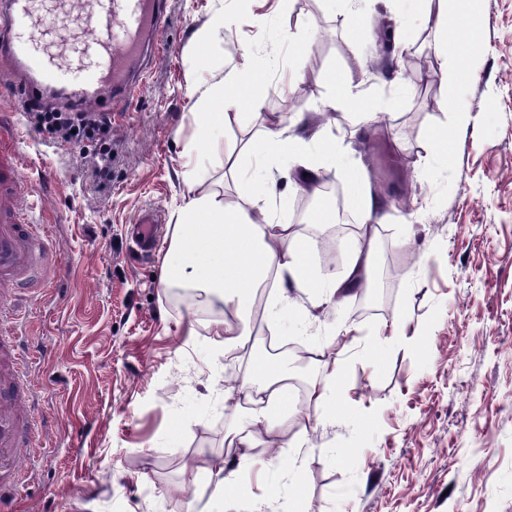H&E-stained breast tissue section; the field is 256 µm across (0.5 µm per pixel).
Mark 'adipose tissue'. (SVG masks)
Instances as JSON below:
<instances>
[{
    "mask_svg": "<svg viewBox=\"0 0 512 512\" xmlns=\"http://www.w3.org/2000/svg\"><path fill=\"white\" fill-rule=\"evenodd\" d=\"M480 0H414L417 15L436 34L441 46L440 57H447L444 45L448 38L451 14L477 8ZM263 130L259 140L241 141L235 136L241 128L237 112H210L206 130L224 133V173L238 176L246 156L259 152L270 157L289 154L298 162L303 182L316 187L323 166L350 168L353 193L357 198L362 232L354 241L350 268L343 280L315 282L307 260L308 245L293 234L291 225L274 224L265 217L264 202L275 192L276 181L265 171L256 178L260 190L219 196L205 186L200 170L189 171L184 204L175 215L168 250L160 268L159 283L164 288H183L205 298L214 306L211 334L216 346L231 351L243 346L248 334L244 323L249 317L259 287L272 282L279 300L289 298L293 288L319 287L324 301L332 302L350 295L352 288L364 286L372 263L376 230L386 216L368 180L362 161L356 160L354 147H328L322 151L321 162L309 159L314 140L304 135L302 116L290 123L269 115L261 119ZM311 363L319 377L307 393L306 406L298 417L305 424L335 419L334 406L343 391L342 362L321 350L311 351ZM288 373L284 363L268 360L257 374L242 379L224 390V397L234 400L242 422L227 433V448L219 462L209 471L207 484L190 491L191 512H209L211 500L226 498L227 489L239 475L243 459L260 460L270 452L269 438H276L279 447H288V419L283 414L287 405ZM264 428L265 437H258L257 428Z\"/></svg>",
    "mask_w": 512,
    "mask_h": 512,
    "instance_id": "obj_1",
    "label": "adipose tissue"
}]
</instances>
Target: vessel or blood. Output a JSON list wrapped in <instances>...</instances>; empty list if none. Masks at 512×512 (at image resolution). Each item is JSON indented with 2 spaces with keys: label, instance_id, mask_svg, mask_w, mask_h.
<instances>
[{
  "label": "vessel or blood",
  "instance_id": "vessel-or-blood-1",
  "mask_svg": "<svg viewBox=\"0 0 512 512\" xmlns=\"http://www.w3.org/2000/svg\"><path fill=\"white\" fill-rule=\"evenodd\" d=\"M70 10L83 14L91 38L85 40L78 58L84 80L69 85L70 54H51L44 49L48 35L44 17L38 16L34 0H0V67H6L24 92L46 88H66L76 106L96 109L103 96L129 99L135 85L132 75L149 38L158 36L167 9V0H70ZM117 38H110V31ZM18 139L14 114H0V320L7 322L12 335H22V324L14 304L18 290H44L55 269L52 245L42 220L25 218L22 209L27 181L13 147ZM158 219L152 210H143L131 234L142 250L155 241ZM37 410L30 390L0 383V482L31 463L33 449L23 432Z\"/></svg>",
  "mask_w": 512,
  "mask_h": 512
}]
</instances>
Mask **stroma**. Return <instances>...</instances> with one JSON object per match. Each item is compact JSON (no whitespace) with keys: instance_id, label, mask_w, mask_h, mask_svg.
<instances>
[{"instance_id":"35a3bbf8","label":"stroma","mask_w":512,"mask_h":512,"mask_svg":"<svg viewBox=\"0 0 512 512\" xmlns=\"http://www.w3.org/2000/svg\"><path fill=\"white\" fill-rule=\"evenodd\" d=\"M223 10L232 24L214 44L198 42ZM399 24L403 46L431 56L435 34L407 0H168L133 102L108 107L115 154L105 187L92 156L40 138L19 111L21 92L0 77V113H15L24 172L53 214L57 271L51 297L20 311L42 450L35 479L0 489L16 512H187L185 472L206 480L222 454L235 418L222 390L250 373L253 352L218 350L207 322L161 288L159 273L185 161L222 187L223 148L191 143L197 96L248 51L276 62L259 90L263 112L306 113L313 131L328 123L341 136L354 126L351 107H336L331 121L321 113L330 73L375 102L395 99L379 137L358 150L387 214L374 266L393 256L406 268L392 301L361 318L305 288L266 306L283 341L336 352L352 337L356 346L344 357L342 414L290 423L298 447L242 463L241 512H512V0H482L478 17L448 22L449 55L466 52V33L479 42L456 86L473 116L462 127L443 108L438 64L423 93L401 73L367 78L366 64L389 56L383 29ZM442 125L458 130L445 167L423 149ZM243 167L241 191L255 190L256 170L273 169L268 217L291 221L301 189L288 182L287 160L251 155ZM146 207L161 234L140 257L128 226ZM399 313L418 344L379 345L378 331Z\"/></svg>"}]
</instances>
